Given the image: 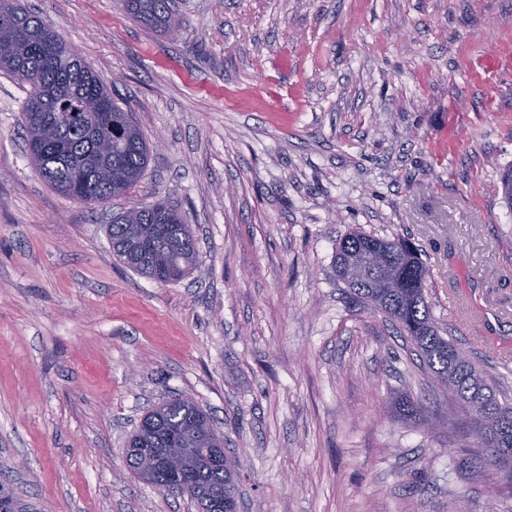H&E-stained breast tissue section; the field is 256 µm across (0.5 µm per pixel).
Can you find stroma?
I'll return each instance as SVG.
<instances>
[{
	"mask_svg": "<svg viewBox=\"0 0 512 512\" xmlns=\"http://www.w3.org/2000/svg\"><path fill=\"white\" fill-rule=\"evenodd\" d=\"M154 151L90 206L32 163L0 73V477L37 512H197L125 463L191 396L239 460V512H485L512 482L409 340L333 272L351 229L409 238L442 336L512 389V0H175L177 38L119 0H24ZM165 200L198 246L161 284L112 254ZM418 405L403 418L394 396Z\"/></svg>",
	"mask_w": 512,
	"mask_h": 512,
	"instance_id": "obj_1",
	"label": "stroma"
}]
</instances>
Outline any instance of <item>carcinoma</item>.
Returning a JSON list of instances; mask_svg holds the SVG:
<instances>
[{
	"label": "carcinoma",
	"instance_id": "carcinoma-1",
	"mask_svg": "<svg viewBox=\"0 0 512 512\" xmlns=\"http://www.w3.org/2000/svg\"><path fill=\"white\" fill-rule=\"evenodd\" d=\"M124 11L144 26L170 33L183 25L173 0H120ZM14 36L3 71L30 87L22 112L26 142L33 144L32 161L47 183L60 194L81 181L92 202L106 203L125 195L144 178L150 147L135 123L123 120V109L112 103V121L103 118L111 94L81 56L21 0H0V34ZM112 253L135 273L173 283L196 265L197 242L191 225L168 202H157L112 216L107 227ZM336 277L356 298L380 312L416 347L432 377L448 389L478 424L480 433L469 447L486 451L495 465L497 449L512 448V396L452 339L440 335L427 300L428 269L418 248L407 238L381 237L352 231L336 245ZM198 448L192 463L194 485L189 493L199 512H221L223 501L238 500L236 460L224 467L211 463L205 448L224 447L200 405L188 397L167 401L146 414L130 434L126 463L143 477V461L175 445Z\"/></svg>",
	"mask_w": 512,
	"mask_h": 512
}]
</instances>
